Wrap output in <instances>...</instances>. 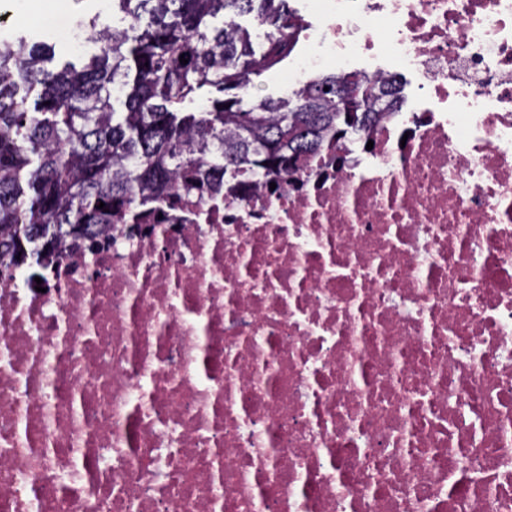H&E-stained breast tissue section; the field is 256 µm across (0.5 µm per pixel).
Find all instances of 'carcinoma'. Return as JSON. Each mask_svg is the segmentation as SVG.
Instances as JSON below:
<instances>
[{
    "label": "carcinoma",
    "instance_id": "1",
    "mask_svg": "<svg viewBox=\"0 0 512 512\" xmlns=\"http://www.w3.org/2000/svg\"><path fill=\"white\" fill-rule=\"evenodd\" d=\"M122 28L79 22L98 50L55 58L0 37V274L32 270L170 199L254 170L288 174L364 128L395 82L322 74L291 97L254 78L288 59V0H111ZM271 27L258 50L237 18ZM188 59L180 62L179 57ZM104 208H98L99 204Z\"/></svg>",
    "mask_w": 512,
    "mask_h": 512
}]
</instances>
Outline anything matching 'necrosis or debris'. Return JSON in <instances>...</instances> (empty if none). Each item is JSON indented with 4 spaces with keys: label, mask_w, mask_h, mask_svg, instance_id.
<instances>
[{
    "label": "necrosis or debris",
    "mask_w": 512,
    "mask_h": 512,
    "mask_svg": "<svg viewBox=\"0 0 512 512\" xmlns=\"http://www.w3.org/2000/svg\"><path fill=\"white\" fill-rule=\"evenodd\" d=\"M301 2L417 93L0 277V512H512V0Z\"/></svg>",
    "instance_id": "necrosis-or-debris-1"
}]
</instances>
